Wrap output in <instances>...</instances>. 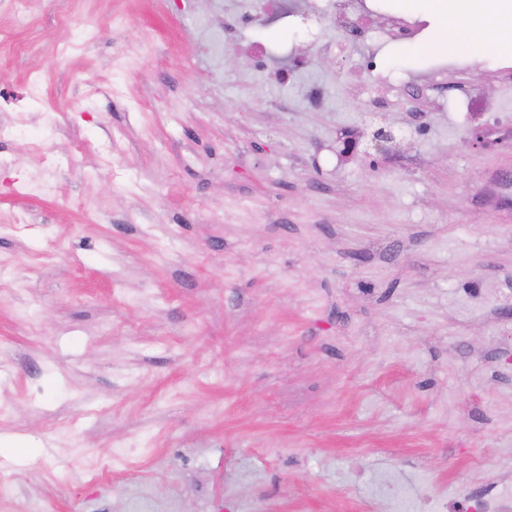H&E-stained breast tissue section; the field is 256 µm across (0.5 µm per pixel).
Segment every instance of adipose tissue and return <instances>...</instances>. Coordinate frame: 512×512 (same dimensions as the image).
<instances>
[{
    "mask_svg": "<svg viewBox=\"0 0 512 512\" xmlns=\"http://www.w3.org/2000/svg\"><path fill=\"white\" fill-rule=\"evenodd\" d=\"M409 11L432 20L421 52L466 47L476 60L512 54V0H405Z\"/></svg>",
    "mask_w": 512,
    "mask_h": 512,
    "instance_id": "1",
    "label": "adipose tissue"
}]
</instances>
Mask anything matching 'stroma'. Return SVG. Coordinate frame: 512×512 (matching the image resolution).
<instances>
[{
	"label": "stroma",
	"instance_id": "stroma-1",
	"mask_svg": "<svg viewBox=\"0 0 512 512\" xmlns=\"http://www.w3.org/2000/svg\"><path fill=\"white\" fill-rule=\"evenodd\" d=\"M230 2L0 0V512L512 497V56L490 135L334 0ZM334 22L336 26L343 29L347 35L353 38L364 37L368 30L377 27L376 14L373 9H363L359 7L357 0H338ZM355 14L362 16L364 22L362 26L351 25V17Z\"/></svg>",
	"mask_w": 512,
	"mask_h": 512
}]
</instances>
